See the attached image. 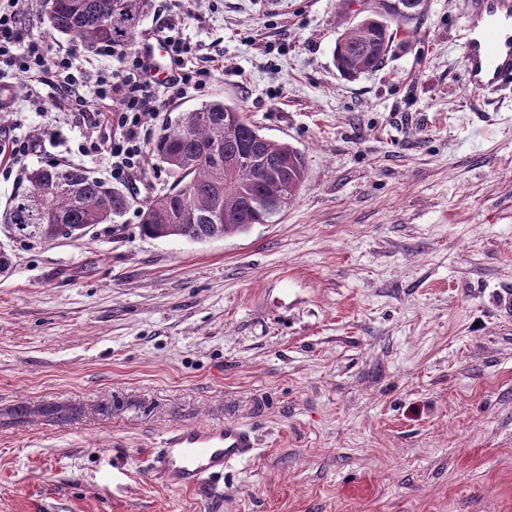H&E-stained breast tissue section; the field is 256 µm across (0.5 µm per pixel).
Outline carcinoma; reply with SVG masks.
<instances>
[{"label": "carcinoma", "instance_id": "obj_1", "mask_svg": "<svg viewBox=\"0 0 512 512\" xmlns=\"http://www.w3.org/2000/svg\"><path fill=\"white\" fill-rule=\"evenodd\" d=\"M49 35L75 38L86 46L131 48L135 45L151 0H47ZM421 14L381 24L365 21L347 27L333 50V62L348 78L384 66L398 35V27L419 20ZM244 142L252 143L269 162L285 161L284 178L274 179L258 169L224 167ZM159 167L176 177L167 190L140 208L143 235L155 239L172 236L203 241L246 231L248 225L232 221L252 203L250 223L269 224L283 208L280 196L293 201L307 171L303 153L294 146L260 133L234 103L222 99L202 102L164 125L151 148ZM104 180L79 167L65 165L31 168L0 214L5 224H34L37 233L52 238L59 233L80 235L93 224H110L130 206L128 196L105 189ZM38 187L43 195L28 196ZM188 195L190 214L182 217L181 197Z\"/></svg>", "mask_w": 512, "mask_h": 512}]
</instances>
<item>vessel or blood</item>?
I'll return each mask as SVG.
<instances>
[{
  "mask_svg": "<svg viewBox=\"0 0 512 512\" xmlns=\"http://www.w3.org/2000/svg\"><path fill=\"white\" fill-rule=\"evenodd\" d=\"M462 50L472 90L487 93L512 83V0H480L465 25ZM142 51L155 74L167 77L171 66L161 39L146 40ZM255 450L253 433L238 423L180 426L166 435L150 471L164 486L195 490L216 485L225 468L249 460Z\"/></svg>",
  "mask_w": 512,
  "mask_h": 512,
  "instance_id": "obj_1",
  "label": "vessel or blood"
}]
</instances>
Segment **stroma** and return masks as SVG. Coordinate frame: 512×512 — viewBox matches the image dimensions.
Listing matches in <instances>:
<instances>
[{
	"label": "stroma",
	"mask_w": 512,
	"mask_h": 512,
	"mask_svg": "<svg viewBox=\"0 0 512 512\" xmlns=\"http://www.w3.org/2000/svg\"><path fill=\"white\" fill-rule=\"evenodd\" d=\"M474 7L425 0L348 80L341 0H184V33L223 60L153 126L238 104L307 178L275 222L203 242L142 234L172 183L152 159L115 223L0 224V512H512V86L467 84ZM11 134L31 165L108 175L69 111L19 98L0 210ZM224 422L256 451L213 489L147 479L169 431Z\"/></svg>",
	"instance_id": "1"
}]
</instances>
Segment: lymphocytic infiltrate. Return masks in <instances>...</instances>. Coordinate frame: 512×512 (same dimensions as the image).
Returning <instances> with one entry per match:
<instances>
[{"instance_id": "1", "label": "lymphocytic infiltrate", "mask_w": 512, "mask_h": 512, "mask_svg": "<svg viewBox=\"0 0 512 512\" xmlns=\"http://www.w3.org/2000/svg\"><path fill=\"white\" fill-rule=\"evenodd\" d=\"M16 6V0H0V78L53 74L55 103H66L76 123L85 129L79 153L106 157L113 181L127 182L141 171L152 140L146 116L160 110V84L152 78L148 62L140 52L117 56L112 47L102 46L99 56H117V66L109 72L84 68L77 62V48L48 51L43 40L33 36L23 22ZM159 31L177 69L169 88L205 90L212 70L196 64L199 49L184 37L180 23L164 18ZM105 124L116 125L117 134L108 139L99 137L96 130Z\"/></svg>"}]
</instances>
